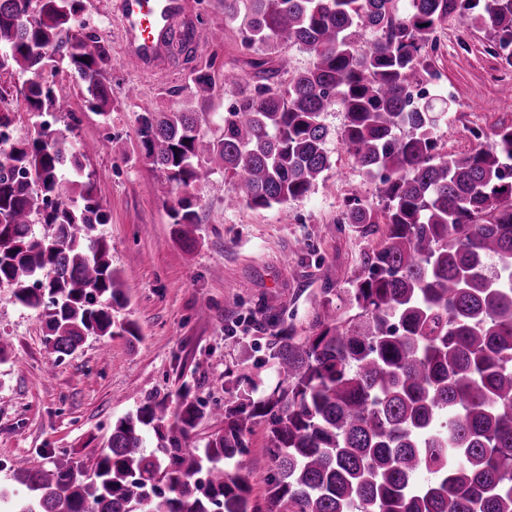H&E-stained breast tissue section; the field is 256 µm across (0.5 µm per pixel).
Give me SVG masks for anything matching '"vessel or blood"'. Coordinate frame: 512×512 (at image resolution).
Segmentation results:
<instances>
[{
	"label": "vessel or blood",
	"instance_id": "1",
	"mask_svg": "<svg viewBox=\"0 0 512 512\" xmlns=\"http://www.w3.org/2000/svg\"><path fill=\"white\" fill-rule=\"evenodd\" d=\"M178 8V0H122L124 62L139 67L159 57L163 33Z\"/></svg>",
	"mask_w": 512,
	"mask_h": 512
}]
</instances>
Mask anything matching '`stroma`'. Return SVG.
<instances>
[{"instance_id":"stroma-1","label":"stroma","mask_w":512,"mask_h":512,"mask_svg":"<svg viewBox=\"0 0 512 512\" xmlns=\"http://www.w3.org/2000/svg\"><path fill=\"white\" fill-rule=\"evenodd\" d=\"M121 2L85 0L80 15L85 33L110 49V112L87 110L76 92L54 126L92 174L96 197L110 213L100 231L128 297L113 317L136 321L139 335L106 342L90 336L56 359L35 313L0 288V336L10 342L0 362V488L16 493L22 486L11 472L15 460L33 468L62 453L89 460L90 449L107 448L113 421L149 399L175 403L186 387L204 406L187 445L204 447L223 429L238 389L260 397L276 385L266 349L272 335L284 328L312 335L326 297L338 315L353 316L348 288L380 242L361 225L339 221L353 199L371 197L373 185L341 142L345 117L335 107L323 115L330 168L305 198L259 210L229 207L235 183L216 172L189 190L199 215L194 246L179 241L169 218L179 193L144 161L138 116L192 110L202 116L203 132L219 137L239 87L255 81L248 62L257 52L244 45V15L226 18L224 0H181L175 20L194 24L191 53L168 50L129 68L122 62ZM438 40L439 77L426 88L448 101L439 152L492 145L499 127L512 124V93L504 89L505 70L487 28L453 18ZM199 70L212 75L210 89L194 87ZM30 79L9 75L1 91L0 113L21 139L35 136L40 123L21 96ZM106 138L111 147L104 151Z\"/></svg>"}]
</instances>
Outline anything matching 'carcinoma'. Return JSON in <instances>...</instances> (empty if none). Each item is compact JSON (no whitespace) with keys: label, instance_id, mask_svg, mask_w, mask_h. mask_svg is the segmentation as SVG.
Segmentation results:
<instances>
[{"label":"carcinoma","instance_id":"1","mask_svg":"<svg viewBox=\"0 0 512 512\" xmlns=\"http://www.w3.org/2000/svg\"><path fill=\"white\" fill-rule=\"evenodd\" d=\"M243 1L246 47L296 46L312 64L285 82L288 56L250 60L258 83L239 92L218 139L197 112L142 113L144 158L184 192L222 170L233 202L267 209L307 196L329 168L323 114L336 106L341 141L374 184L337 223L369 235L385 225L348 289L358 313L341 320L327 299L317 333L276 336V386L239 393L202 448L186 447L202 407L186 388L173 407L148 399L119 418L90 469L65 454L47 469L16 461L27 495L12 512H512V127L491 147L440 154L447 101L408 94L436 78L430 53L452 15L489 26L512 67V0H411L406 14L397 0H224V14ZM83 10L0 0V73L34 76L25 100L39 117L65 111V87L110 111L111 57L82 31ZM362 30L374 34L364 53ZM95 190L43 121L0 148V288L35 311L60 357L88 336L138 335L112 317L125 293ZM169 216L193 241L192 200ZM260 423L272 462L263 504L246 464Z\"/></svg>","mask_w":512,"mask_h":512}]
</instances>
